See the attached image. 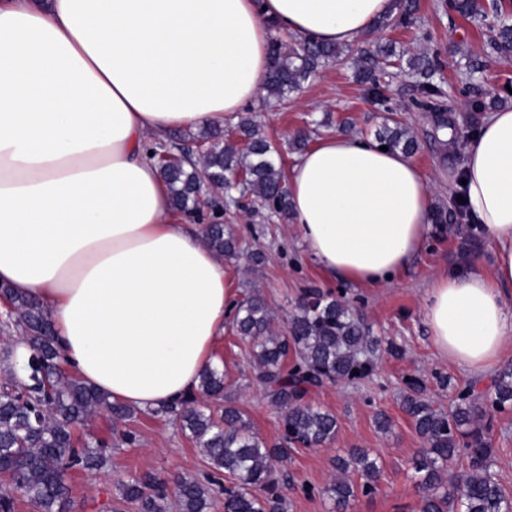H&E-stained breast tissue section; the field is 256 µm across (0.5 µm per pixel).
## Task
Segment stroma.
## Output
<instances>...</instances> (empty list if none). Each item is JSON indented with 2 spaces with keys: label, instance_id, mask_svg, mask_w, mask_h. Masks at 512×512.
Returning <instances> with one entry per match:
<instances>
[{
  "label": "stroma",
  "instance_id": "obj_1",
  "mask_svg": "<svg viewBox=\"0 0 512 512\" xmlns=\"http://www.w3.org/2000/svg\"><path fill=\"white\" fill-rule=\"evenodd\" d=\"M416 2L418 23L429 32L430 41L418 39L415 31L407 28L384 32L383 37L393 41L408 59L437 51L448 118L456 133L454 143H445L435 131L430 112L416 106L420 78L410 72L394 77L390 86L392 109L388 112L373 103L356 83L348 63L319 70L293 94L288 105L262 98L245 110L246 115L255 117L265 135L284 143L280 164L285 169L297 158L286 145L297 131H307L314 143L331 134L372 139L388 119L401 121L420 144L414 156L416 163L438 183L435 209L448 215L447 223L431 228L428 249L391 286L380 288L327 279L307 257L293 224L279 221L266 207L253 202L244 211L232 206L224 210L223 221L234 229L241 248L265 256L258 266L244 260L229 262L232 285L242 296L258 289L275 315L277 330H284L299 299L316 289L344 296L370 336L379 341L374 375L330 384L312 395L314 406L335 416L337 432L331 443L293 449L279 464L288 482L287 512H332L326 490L340 477L336 459L347 456L353 448H366L377 456L380 476L376 492L358 496L346 512H419L411 459L422 440L400 405L408 379H419L426 397L444 410L455 389L470 386L487 396L493 393L495 373L474 374L438 352L423 302L434 274L465 269L474 263L488 270L494 263L493 246L458 209V184L466 143L485 118L472 104L477 100L491 102L502 94L504 86L512 84V59L490 53L476 23L447 14L443 0ZM476 57L483 60L484 71L466 93H459L468 64ZM250 352V343L228 329L217 341L213 355L218 369L225 373V395L245 411L253 432L271 444L281 430V413L253 379ZM380 412L391 422L385 433L375 423ZM129 428L137 434L136 444L122 442L105 414L76 429L77 438L91 434L108 448L103 469L70 475L72 512H135L134 504L123 501L120 484L145 471L172 481L201 479L209 474L210 465L201 448L172 419L140 413ZM488 438L496 450L495 476L512 494V410L494 414Z\"/></svg>",
  "mask_w": 512,
  "mask_h": 512
}]
</instances>
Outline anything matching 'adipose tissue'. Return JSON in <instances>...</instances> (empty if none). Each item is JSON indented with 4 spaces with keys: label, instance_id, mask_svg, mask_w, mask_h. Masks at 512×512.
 <instances>
[{
    "label": "adipose tissue",
    "instance_id": "adipose-tissue-1",
    "mask_svg": "<svg viewBox=\"0 0 512 512\" xmlns=\"http://www.w3.org/2000/svg\"><path fill=\"white\" fill-rule=\"evenodd\" d=\"M395 0H0V285L39 298L67 369L148 412L197 390L238 300L224 257L169 204L151 151L255 104L272 28L348 46ZM460 195L495 248L434 275L437 350L477 374L512 353V108L470 137ZM327 278L387 286L423 252L435 181L412 156L328 135L286 174Z\"/></svg>",
    "mask_w": 512,
    "mask_h": 512
}]
</instances>
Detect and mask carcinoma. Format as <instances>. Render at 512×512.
Wrapping results in <instances>:
<instances>
[{
	"instance_id": "obj_1",
	"label": "carcinoma",
	"mask_w": 512,
	"mask_h": 512,
	"mask_svg": "<svg viewBox=\"0 0 512 512\" xmlns=\"http://www.w3.org/2000/svg\"><path fill=\"white\" fill-rule=\"evenodd\" d=\"M445 7L488 26L486 45L497 54L512 53V25L503 20L502 3L489 6L481 0H448ZM398 12L385 16L374 30L413 28L415 0H399ZM344 50L336 45L307 39H271L270 65L264 82L266 98L288 101L317 70L343 61ZM402 61L393 46L377 38L354 58L357 80L376 102H386L380 71ZM409 69L425 78L417 104L434 114L438 129L448 127L445 93L433 82L437 56L426 54L408 62ZM379 144L413 154L419 144L407 128L396 122L378 134ZM170 159L159 161L161 174L170 187L171 206L180 212L201 210V183L210 195L238 188L260 201L280 218H290L289 193L285 190L277 146L265 136L251 117L242 119L233 131L202 129L171 136ZM235 173L244 180L233 185ZM203 241L227 258L238 256L234 231L221 222L204 226ZM7 310L0 319V342L4 344L5 380L0 384V512H14L23 498L33 512H69L67 479L73 470L98 471L106 463L102 442L88 437L76 439L74 430L96 413H107L113 423L127 425L135 411L112 402L93 387L69 374L61 364L46 309L34 297L0 291ZM271 310L259 293L237 302L233 328L253 343L251 369L276 407L284 410L281 437L269 445L251 430L246 414L224 397V373L208 368L201 374L196 393L152 411L155 416L174 417L203 449L213 469L224 476V512H285V498L275 463L292 446L317 448L336 435V417L310 405L306 397L314 388L342 380L363 379L375 369L373 353L378 341L342 299L318 290L309 292L288 318L285 333L271 332ZM28 345L31 363L17 374L9 364L13 333ZM293 358H288V354ZM359 371L355 376L352 371ZM492 409L512 407V367L495 379ZM404 412L413 421L423 448L412 458V469L421 494L420 512H512V496L505 492L492 471L494 450L486 438L488 407L473 393L458 392L453 406L438 410L421 393V385L410 387L402 399ZM468 469L452 471L460 457ZM354 469L365 478L355 484L334 482L326 493L342 512L358 494L375 489L380 474L376 459L365 451H353L336 459V469ZM125 501L137 512H166L169 499L179 512H207L211 482L183 479L169 490L155 473L144 472L121 484Z\"/></svg>"
}]
</instances>
